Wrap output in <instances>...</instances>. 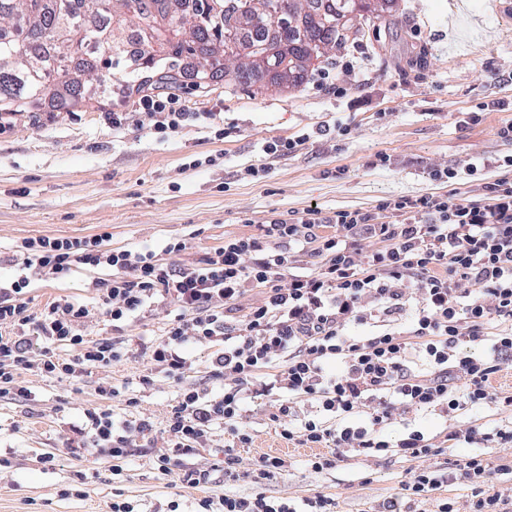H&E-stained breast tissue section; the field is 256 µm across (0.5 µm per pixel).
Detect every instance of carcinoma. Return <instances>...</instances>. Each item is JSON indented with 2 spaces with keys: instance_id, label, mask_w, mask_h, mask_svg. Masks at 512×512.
<instances>
[{
  "instance_id": "1",
  "label": "carcinoma",
  "mask_w": 512,
  "mask_h": 512,
  "mask_svg": "<svg viewBox=\"0 0 512 512\" xmlns=\"http://www.w3.org/2000/svg\"><path fill=\"white\" fill-rule=\"evenodd\" d=\"M208 0L188 12L183 0H0V113L29 112L48 99L65 110L99 95L130 97V83L112 84L111 69L139 77V86L170 89L180 82L189 56L225 52V34L256 47L236 66V82L252 86L261 74L285 85L302 83V63L327 56L360 29H341L336 12L372 19L369 0H312L302 19L303 36L275 23L272 11L289 10L292 0H223L213 13ZM292 45L276 60L258 46Z\"/></svg>"
}]
</instances>
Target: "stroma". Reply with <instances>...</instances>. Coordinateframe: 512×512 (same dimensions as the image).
<instances>
[{"mask_svg": "<svg viewBox=\"0 0 512 512\" xmlns=\"http://www.w3.org/2000/svg\"><path fill=\"white\" fill-rule=\"evenodd\" d=\"M183 67L174 94L195 118L167 137L141 115L135 96L68 112L46 106L0 128V256L26 238L107 232L112 246L155 251L183 238L187 248L176 260L190 265L225 238L257 233L260 224L314 206L328 215L372 210L389 198L453 188L480 200L484 184L507 172L512 159V141L498 135L512 124V0H383L359 40L316 61L295 89L267 76L250 88L229 77L200 86L195 58ZM110 112L129 113L124 129L112 128ZM287 141L291 149L266 153L268 144ZM381 154L389 156L387 165L378 164ZM251 165L258 176L246 175ZM433 169L455 177L430 180ZM89 283L83 274L33 280L29 310L39 312L59 296L96 306ZM174 314L167 306L124 326L126 364L69 381L29 372L31 399H0V459L10 462L0 469V512H110L116 497L136 512H165L173 500L178 512H195L200 497L259 489L297 505L323 495L335 499L336 512H367L395 496L411 472L477 452L451 442L427 458L365 460L329 448L335 467L317 471L310 465L314 449L283 440L269 418L270 399L261 397L248 404L245 418L254 443L237 454L246 465L263 454L287 458V472L260 487L246 477L224 483L219 430L186 460L210 469L213 482L193 486L178 473L162 474L153 458L181 385L222 392L201 345L188 348L193 365L183 384L161 377L153 387L139 385L141 346L158 340ZM105 381L116 391L115 418L148 417L154 425L117 476L108 459L69 442L70 423L100 404ZM132 397L136 406H127Z\"/></svg>", "mask_w": 512, "mask_h": 512, "instance_id": "stroma-1", "label": "stroma"}]
</instances>
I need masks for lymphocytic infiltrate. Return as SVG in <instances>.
Returning a JSON list of instances; mask_svg holds the SVG:
<instances>
[{"mask_svg":"<svg viewBox=\"0 0 512 512\" xmlns=\"http://www.w3.org/2000/svg\"><path fill=\"white\" fill-rule=\"evenodd\" d=\"M140 103L163 136L190 118L169 96L146 95ZM485 190L479 202L453 189L390 198L375 212L326 215L313 207L295 219H272L258 234L227 238L189 266L173 261L186 248L177 237L159 253L111 246L106 232L27 239L7 258L18 276L0 281V398L31 399L21 379L25 371L68 380L128 360L119 329L172 304L179 313L147 353L140 386L152 387L160 377L182 384L192 367L187 346L195 343L212 348L210 373L224 391L211 397L182 384L163 428L166 447L155 460L162 473L205 447L220 425L232 447L224 478L236 480V451L253 442L242 424L249 398H274L270 419L282 439L364 458L438 452V444L417 430L394 443L381 435L408 411L434 410L456 423L446 440L472 445L476 454L451 469L414 472L371 512H411L447 483L470 488L468 512H512L494 486L496 475L512 467L492 468L479 454L511 445L512 424L486 429L457 422L469 407L512 408V394L496 393L491 384L512 362V178ZM382 211L391 221H379ZM80 267L93 274L96 309L60 298L30 313L25 294L32 279H64ZM257 288L262 301L228 323L227 309ZM410 306L417 309L410 331L393 330L390 319ZM96 315L111 322L115 337L87 336ZM353 323L369 325L370 334L348 335ZM60 346L71 357L57 354ZM332 361L342 363L340 373L326 372ZM98 391L103 405L84 410L71 430L94 454L111 459L117 474L153 423L115 418L111 384ZM301 402L310 406L303 415ZM197 512L301 511L259 490L204 497Z\"/></svg>","mask_w":512,"mask_h":512,"instance_id":"lymphocytic-infiltrate-1","label":"lymphocytic infiltrate"}]
</instances>
